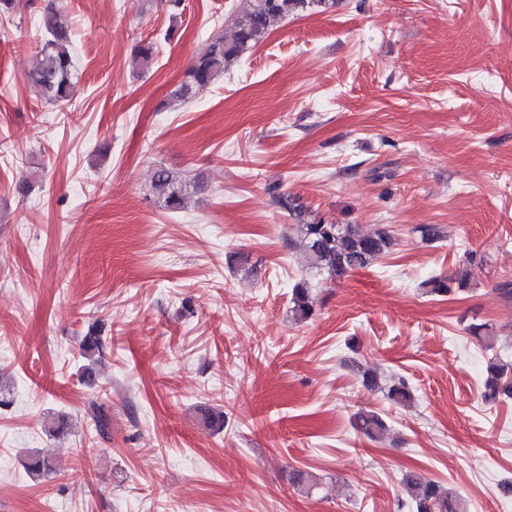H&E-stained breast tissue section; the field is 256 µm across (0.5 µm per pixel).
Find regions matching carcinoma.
<instances>
[{"instance_id": "cac0c4a2", "label": "carcinoma", "mask_w": 512, "mask_h": 512, "mask_svg": "<svg viewBox=\"0 0 512 512\" xmlns=\"http://www.w3.org/2000/svg\"><path fill=\"white\" fill-rule=\"evenodd\" d=\"M336 0H248L247 8L233 16L234 32L231 39L213 36L204 51L190 64L180 86L172 98L188 103L206 89L214 79L234 64L244 51L261 43L283 20L298 16L315 8L323 11L333 7ZM45 31L39 57L29 74L31 85L40 98L54 103L71 100L76 94L77 58L72 47L66 15L53 7L42 15ZM182 174L159 166L153 172V195L166 209L179 212L187 208L193 193ZM278 205L294 215L297 220V238L290 245L300 250L307 265L330 277H342L356 269H364L386 255L394 246V238L385 228L364 232L356 224H345L341 229L328 224L306 209L299 199L280 195ZM471 278L469 266L458 271L456 277H433L422 283L430 294H447L450 284L466 288ZM295 315L306 319L312 315L313 298L304 281L297 282L291 291ZM81 353L87 360L83 375L93 373V365L102 352L99 336H86ZM482 397L488 403L512 400V357H494L486 366ZM387 398L395 405L407 407L413 400L412 390L403 378L386 387ZM355 428L364 436L377 439L387 432L383 417L374 411H360L355 415ZM23 466L28 473L40 477L53 471V461L37 453L26 457ZM413 512H463L460 500L437 482L418 473L410 472L404 479Z\"/></svg>"}]
</instances>
